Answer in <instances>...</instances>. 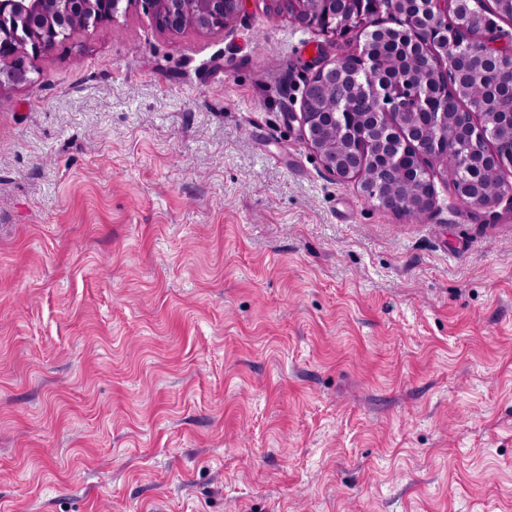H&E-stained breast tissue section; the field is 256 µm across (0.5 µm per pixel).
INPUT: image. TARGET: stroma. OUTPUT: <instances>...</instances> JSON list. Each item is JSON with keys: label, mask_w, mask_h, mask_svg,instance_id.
<instances>
[{"label": "stroma", "mask_w": 512, "mask_h": 512, "mask_svg": "<svg viewBox=\"0 0 512 512\" xmlns=\"http://www.w3.org/2000/svg\"><path fill=\"white\" fill-rule=\"evenodd\" d=\"M318 51L133 8L0 99V512H512V204L330 176Z\"/></svg>", "instance_id": "1"}]
</instances>
